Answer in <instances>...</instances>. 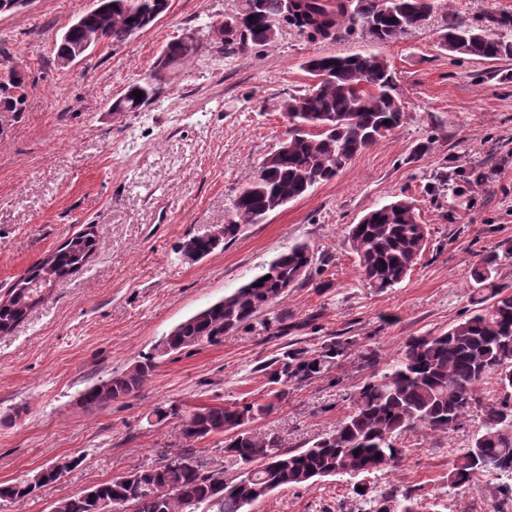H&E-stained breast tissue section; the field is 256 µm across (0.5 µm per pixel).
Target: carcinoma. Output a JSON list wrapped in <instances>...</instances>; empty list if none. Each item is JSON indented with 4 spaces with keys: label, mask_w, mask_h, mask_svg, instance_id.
<instances>
[{
    "label": "carcinoma",
    "mask_w": 512,
    "mask_h": 512,
    "mask_svg": "<svg viewBox=\"0 0 512 512\" xmlns=\"http://www.w3.org/2000/svg\"><path fill=\"white\" fill-rule=\"evenodd\" d=\"M169 0H99L98 11L84 14L56 55L71 52L89 35L114 45L131 40V31L152 26ZM303 12L288 20L300 32L309 19L326 22L314 31L335 37L342 29L365 28L381 44L421 26L433 13V0H302ZM234 14L246 25L247 40H224V49L244 51L272 45L275 22L284 0H237ZM512 18L492 17L477 28L448 22L441 45L480 60L512 58V41L495 33ZM196 46L177 38L160 55L158 70L188 60ZM304 70L319 83L308 84L281 100L288 120V141L267 153L251 179L238 191L225 224L214 233L192 237L179 252L204 258L230 243L248 224H263L286 204L329 181L352 159L400 128L406 118L389 62L377 54L313 56ZM25 77L0 82V105L23 111ZM142 92L135 101L133 92ZM156 94L152 82L134 83L112 103L114 112H138ZM345 240L357 256L363 284L378 291L401 283L425 251L427 225L416 219L415 204L398 199L379 206L356 224ZM94 226L67 240L22 274L0 297V336L13 332L46 301L63 279L80 270L94 252ZM499 255L488 252L472 266L470 285L479 308L447 331L411 336L393 357L381 362L374 351L359 357L369 375L351 393L349 411L328 435L298 448H286L274 433L253 423L288 400L290 390L329 373L352 342L330 340L315 350L288 348L258 370L270 390L263 402L203 405L182 418L185 447L160 451L157 464L136 468L53 503L51 512H106L124 504L127 512H251V507L282 487H308L325 477L355 479L354 494L366 505L361 512H421L416 490L377 491L367 478L397 467L408 451L405 437L441 435L477 417L467 447L448 462V490L460 491L479 477H512V283L496 282ZM315 249L295 243L278 254L245 285L176 325L151 351L126 369L101 378L80 394L86 408L103 406L139 393L159 359L201 343H217L224 334L254 327L257 317L288 296V289L308 280L316 265ZM262 285H257V282ZM224 436L223 459L202 455L196 445ZM80 459L56 461L31 477L0 486V497L24 499L57 482ZM362 490H357V487ZM491 512H512V483L497 487Z\"/></svg>",
    "instance_id": "1"
}]
</instances>
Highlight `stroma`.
Masks as SVG:
<instances>
[{
	"label": "stroma",
	"mask_w": 512,
	"mask_h": 512,
	"mask_svg": "<svg viewBox=\"0 0 512 512\" xmlns=\"http://www.w3.org/2000/svg\"><path fill=\"white\" fill-rule=\"evenodd\" d=\"M92 6L33 0L0 15V61L30 78L24 111L0 123V289L86 225L97 235L89 262L0 336V485L63 458L81 463L32 497L0 498V512H49L58 499L156 463L160 449L182 447V417L194 407L262 398L258 367L287 343L313 350L330 338L350 340L386 359L408 337L448 329L474 307L466 283L479 254L506 255L501 277L512 283V59L482 61L439 45L448 23L512 16V0H437L424 25L387 44L358 29L312 41L285 25L274 46L228 53L206 37L164 74L153 101L124 113L112 111L113 100L153 73L163 46L222 22L236 0H171L131 42L99 44L59 67L57 39ZM355 53L389 61L404 125L266 223L201 261L181 259L179 244L222 225L239 187L286 138L277 105L307 86L304 62ZM420 145L427 151L418 157ZM406 196L429 229L427 247L401 284L377 292L360 281L345 228ZM297 242L310 243L321 264L276 307L288 316L287 336L233 332L167 356L135 397L78 405L87 386L130 366ZM367 375L358 360L342 358L255 426L288 448L323 436ZM160 405L180 413L156 419ZM469 441L464 428L408 437L397 468L370 480L416 488L436 512H490L495 481L448 490V462ZM358 506L348 478L328 477L307 489L280 488L253 512Z\"/></svg>",
	"instance_id": "35a3bbf8"
}]
</instances>
